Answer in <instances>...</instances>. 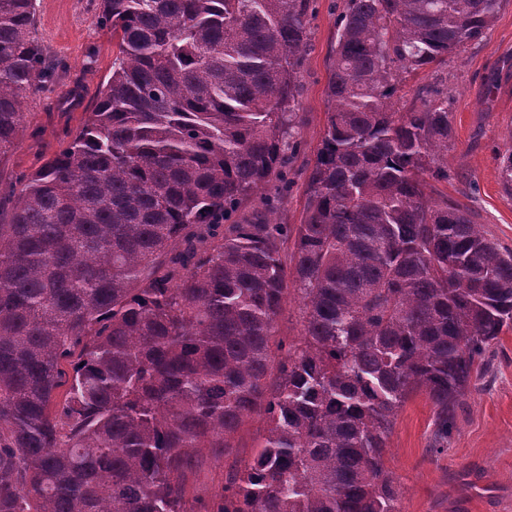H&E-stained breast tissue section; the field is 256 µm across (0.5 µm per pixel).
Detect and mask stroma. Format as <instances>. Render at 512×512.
Masks as SVG:
<instances>
[{
	"label": "stroma",
	"mask_w": 512,
	"mask_h": 512,
	"mask_svg": "<svg viewBox=\"0 0 512 512\" xmlns=\"http://www.w3.org/2000/svg\"><path fill=\"white\" fill-rule=\"evenodd\" d=\"M97 3L37 0L33 36L57 71L49 89L23 99L27 126L0 156V188L20 187L22 176L57 152L65 133L92 111L117 52L111 31L97 23ZM346 3L313 0L300 69L301 147L288 164L290 190L279 210L284 224L300 223L303 216L307 176L326 123L337 19ZM422 88L447 91L451 105L445 192L490 237L512 249V197L504 193L499 172L500 154L512 148V0H505L481 40L406 75L397 96L409 104ZM489 359L488 381L464 398L447 451L431 446L434 409L424 393L412 395L400 410L387 462L401 486L403 512H512V329L502 332ZM264 428L263 416L253 415L223 458L202 452L200 465L185 477L196 512H212L228 472L252 458Z\"/></svg>",
	"instance_id": "obj_1"
}]
</instances>
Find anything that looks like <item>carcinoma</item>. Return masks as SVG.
<instances>
[{
	"label": "carcinoma",
	"instance_id": "cac0c4a2",
	"mask_svg": "<svg viewBox=\"0 0 512 512\" xmlns=\"http://www.w3.org/2000/svg\"><path fill=\"white\" fill-rule=\"evenodd\" d=\"M310 2L99 0L112 73L0 214V512H194L186 472L255 413L216 512H401L386 451L415 391L447 450L512 328V250L434 187L448 97L394 99L504 0H347L303 222L233 221L288 190ZM35 3L0 0V155L50 82ZM499 169L512 196V151ZM278 336L277 339L283 340L284 344L297 339L300 335L302 326L299 317V303L291 293L283 302L277 317Z\"/></svg>",
	"mask_w": 512,
	"mask_h": 512
}]
</instances>
